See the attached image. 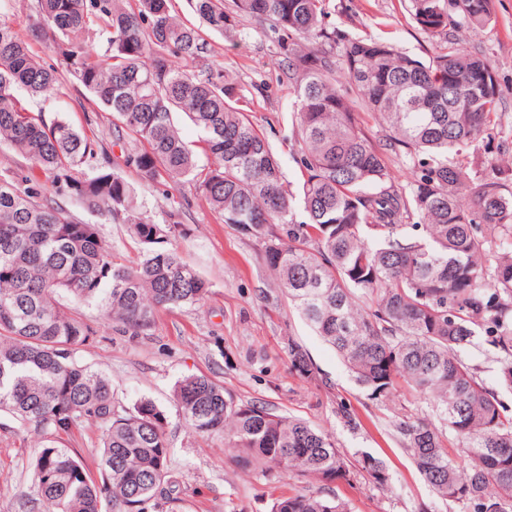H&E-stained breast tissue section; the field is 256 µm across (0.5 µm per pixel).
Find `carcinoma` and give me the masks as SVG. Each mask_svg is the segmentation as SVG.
I'll list each match as a JSON object with an SVG mask.
<instances>
[{
    "label": "carcinoma",
    "mask_w": 512,
    "mask_h": 512,
    "mask_svg": "<svg viewBox=\"0 0 512 512\" xmlns=\"http://www.w3.org/2000/svg\"><path fill=\"white\" fill-rule=\"evenodd\" d=\"M192 3L217 34L236 15L255 19L288 59L296 185L229 71L208 62L206 40L168 0H135L131 9L124 0H39L32 35L56 48L112 117L121 144L112 171L74 176L96 144L17 98L20 89L54 94L58 72L0 17V141L52 173L59 193L86 212L126 225L138 246L136 258L117 259L97 223L47 199L29 175L0 174V412L42 439L22 512L47 504L51 512H150L171 484L165 411L150 398L121 405L111 380L76 359L97 331L67 305L94 303L139 336L159 311L209 293L171 246L179 224L143 211L125 169L142 183L187 180L222 223L261 244L281 291L371 399L389 397L402 380L428 401L440 425L407 419L396 432L438 497L512 512V415L501 400L512 392V156H473L481 139L499 134L501 99L488 59L462 51L454 35L490 23L493 0H408L411 22L445 43L427 62L382 37L327 28L330 0ZM90 31L104 45L96 59L79 41ZM339 68L347 88L337 84ZM360 107L385 139L368 136ZM177 114L197 129V148L182 139ZM392 155L412 173L404 186L394 184ZM483 344L494 353L491 382L468 358ZM288 352L298 374L311 372L305 351L291 343ZM173 399L190 429L224 435L244 467L324 483L355 474L326 432L242 403L206 376L177 381ZM86 423L101 430L97 480L66 445ZM357 464L387 486L381 459L364 455ZM272 512L348 509L311 491L277 499Z\"/></svg>",
    "instance_id": "carcinoma-1"
}]
</instances>
